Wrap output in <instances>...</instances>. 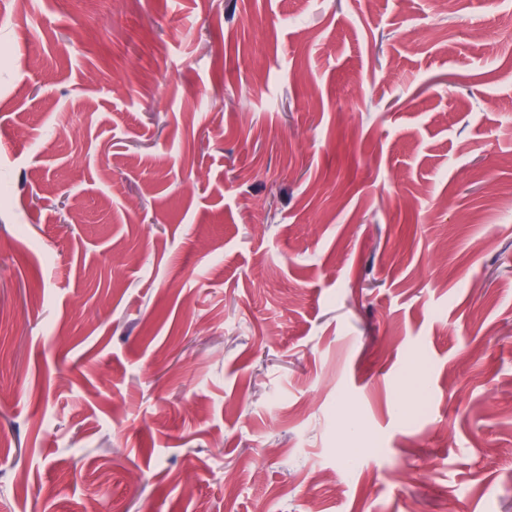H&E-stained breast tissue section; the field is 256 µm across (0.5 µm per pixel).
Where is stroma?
<instances>
[{
  "label": "stroma",
  "instance_id": "stroma-1",
  "mask_svg": "<svg viewBox=\"0 0 512 512\" xmlns=\"http://www.w3.org/2000/svg\"><path fill=\"white\" fill-rule=\"evenodd\" d=\"M94 507L512 512V0H0V512Z\"/></svg>",
  "mask_w": 512,
  "mask_h": 512
}]
</instances>
